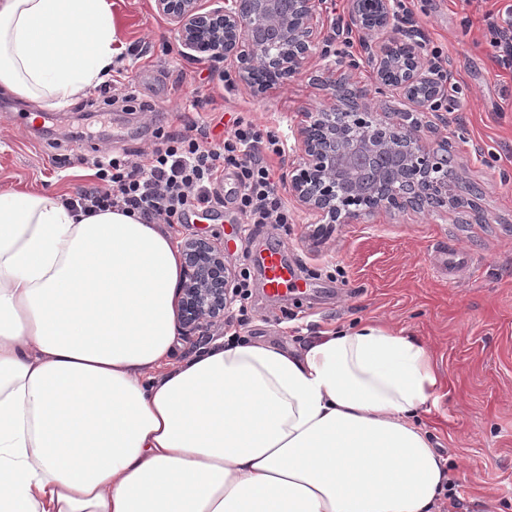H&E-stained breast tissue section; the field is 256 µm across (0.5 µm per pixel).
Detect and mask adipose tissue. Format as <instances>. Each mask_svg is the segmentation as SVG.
<instances>
[{"instance_id": "obj_1", "label": "adipose tissue", "mask_w": 512, "mask_h": 512, "mask_svg": "<svg viewBox=\"0 0 512 512\" xmlns=\"http://www.w3.org/2000/svg\"><path fill=\"white\" fill-rule=\"evenodd\" d=\"M117 42L112 0H0V91L66 105ZM182 276L160 225L0 193V512H433L426 346L367 324L177 362Z\"/></svg>"}]
</instances>
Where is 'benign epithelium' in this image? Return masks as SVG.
<instances>
[{"label": "benign epithelium", "mask_w": 512, "mask_h": 512, "mask_svg": "<svg viewBox=\"0 0 512 512\" xmlns=\"http://www.w3.org/2000/svg\"><path fill=\"white\" fill-rule=\"evenodd\" d=\"M159 14L174 24L185 54L223 63L256 93L288 81L314 55L329 59L321 75L331 86L334 105L312 113L300 128L302 159L292 170L291 192L319 214L324 224H349L378 210H440L459 204L461 174L449 164L443 144L426 139L418 115L438 112L448 98V74L430 65L415 30L399 23L390 0H348L346 21L323 31V0H214L208 11L200 0H155ZM387 32L385 41L375 36ZM359 36V55L333 48L337 39ZM372 74L375 93L397 91L404 108L387 122L368 107V90L350 82L360 68ZM397 156L402 191L393 195L376 184L364 191L353 181L359 166ZM184 277L177 319L191 340L209 324L224 319L232 304V275L224 251L210 239L195 236L181 245Z\"/></svg>", "instance_id": "7a95c632"}]
</instances>
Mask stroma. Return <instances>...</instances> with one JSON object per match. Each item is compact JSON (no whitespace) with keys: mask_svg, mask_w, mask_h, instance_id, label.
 I'll list each match as a JSON object with an SVG mask.
<instances>
[{"mask_svg":"<svg viewBox=\"0 0 512 512\" xmlns=\"http://www.w3.org/2000/svg\"><path fill=\"white\" fill-rule=\"evenodd\" d=\"M123 45L127 96L97 86L61 107L0 93V191L50 189L74 196L90 184L95 156L151 149L158 133L198 125L219 141V115L242 112L281 138L277 173L299 164L308 113L331 107L312 59L287 83L257 94L207 59L190 60L155 0H112ZM412 21L448 57L450 112L424 121L430 141H447L460 165L464 207L442 214L379 211L352 224H321L293 196L291 224L244 228L235 221L236 184L225 205L165 225L175 244L202 235L224 250L229 269L247 268L251 298L238 336L292 350L342 325L378 322L426 345L441 379L418 424L448 460L459 485L451 512H512V72L493 59L487 12L504 0H407ZM279 246L297 286L268 296L259 257Z\"/></svg>","mask_w":512,"mask_h":512,"instance_id":"35a3bbf8","label":"stroma"}]
</instances>
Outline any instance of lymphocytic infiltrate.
Instances as JSON below:
<instances>
[{
	"mask_svg": "<svg viewBox=\"0 0 512 512\" xmlns=\"http://www.w3.org/2000/svg\"><path fill=\"white\" fill-rule=\"evenodd\" d=\"M488 30L500 66L512 69V0L486 13ZM285 156L284 143L262 134L249 118L233 119L222 142L207 135L167 136L164 147L141 159L101 155L93 162V182L69 200L84 212L118 207L155 224H184L190 213H209L219 201L218 187L226 169L238 184L236 215L244 224H289L293 217L267 155Z\"/></svg>",
	"mask_w": 512,
	"mask_h": 512,
	"instance_id": "obj_1",
	"label": "lymphocytic infiltrate"
}]
</instances>
